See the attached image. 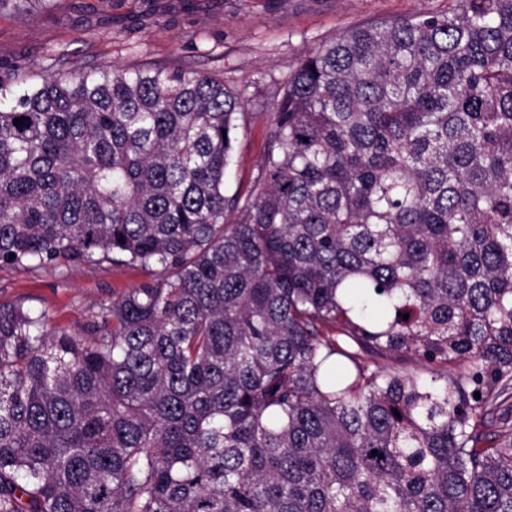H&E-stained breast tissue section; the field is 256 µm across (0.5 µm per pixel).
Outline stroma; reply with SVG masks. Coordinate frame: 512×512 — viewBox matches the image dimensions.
Listing matches in <instances>:
<instances>
[{"instance_id":"stroma-1","label":"stroma","mask_w":512,"mask_h":512,"mask_svg":"<svg viewBox=\"0 0 512 512\" xmlns=\"http://www.w3.org/2000/svg\"><path fill=\"white\" fill-rule=\"evenodd\" d=\"M453 0H43L18 10L0 0V75L109 66L223 75L241 94L244 119L226 173L250 188L266 153L288 75L318 43L355 27L442 14ZM109 262L75 267L0 265V303L45 313L52 327L86 335L93 314L146 281Z\"/></svg>"}]
</instances>
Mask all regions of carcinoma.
I'll use <instances>...</instances> for the list:
<instances>
[{
    "instance_id": "carcinoma-1",
    "label": "carcinoma",
    "mask_w": 512,
    "mask_h": 512,
    "mask_svg": "<svg viewBox=\"0 0 512 512\" xmlns=\"http://www.w3.org/2000/svg\"><path fill=\"white\" fill-rule=\"evenodd\" d=\"M241 107L0 76V264L149 271L86 338L0 304V512H512V0L319 44L228 195Z\"/></svg>"
}]
</instances>
